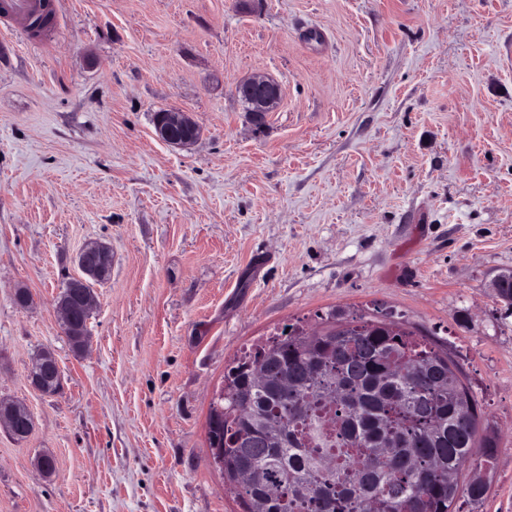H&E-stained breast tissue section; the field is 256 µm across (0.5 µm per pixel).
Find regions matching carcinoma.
Here are the masks:
<instances>
[{"instance_id": "1", "label": "carcinoma", "mask_w": 512, "mask_h": 512, "mask_svg": "<svg viewBox=\"0 0 512 512\" xmlns=\"http://www.w3.org/2000/svg\"><path fill=\"white\" fill-rule=\"evenodd\" d=\"M224 480L243 512H454L482 413L433 340L341 308L288 323L224 370Z\"/></svg>"}]
</instances>
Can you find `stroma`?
I'll return each mask as SVG.
<instances>
[{"instance_id":"1","label":"stroma","mask_w":512,"mask_h":512,"mask_svg":"<svg viewBox=\"0 0 512 512\" xmlns=\"http://www.w3.org/2000/svg\"><path fill=\"white\" fill-rule=\"evenodd\" d=\"M52 2L46 35L0 43V400L34 421L0 428V512H240L208 442L224 369L333 308L448 352L498 435L455 512H512V0ZM255 73L282 91L259 125ZM163 109L199 140H158ZM96 240L78 354L55 300ZM44 349L51 396L27 382ZM240 100L249 112L252 122L260 124L266 112H272L279 104L281 89L279 84L264 74H255L241 82Z\"/></svg>"}]
</instances>
